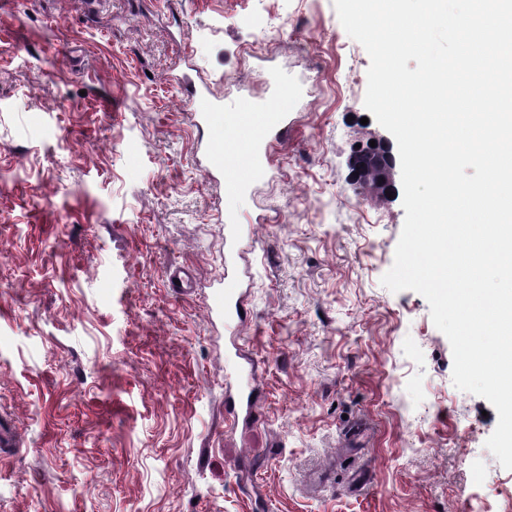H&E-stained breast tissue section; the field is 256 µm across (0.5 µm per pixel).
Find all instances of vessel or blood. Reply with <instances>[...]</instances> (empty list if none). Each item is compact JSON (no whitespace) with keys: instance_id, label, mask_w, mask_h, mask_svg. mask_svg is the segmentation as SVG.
Masks as SVG:
<instances>
[{"instance_id":"obj_1","label":"vessel or blood","mask_w":512,"mask_h":512,"mask_svg":"<svg viewBox=\"0 0 512 512\" xmlns=\"http://www.w3.org/2000/svg\"><path fill=\"white\" fill-rule=\"evenodd\" d=\"M298 89L281 83L270 104L257 105L250 97L240 96L234 105L235 136H224L214 131L204 152V166L224 182V193L233 196L247 192L249 187L265 174L264 161L274 138H287L288 105L296 101ZM190 102L200 123L210 124L213 116L223 107L221 100L212 98L208 89L191 91ZM240 228L237 215L224 217V275L215 284L210 297L212 312L225 325L244 321V294L240 289L237 256ZM225 404L231 413L243 422L254 416L255 402L249 389L241 387L225 393Z\"/></svg>"}]
</instances>
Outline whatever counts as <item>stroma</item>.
<instances>
[{
	"label": "stroma",
	"mask_w": 512,
	"mask_h": 512,
	"mask_svg": "<svg viewBox=\"0 0 512 512\" xmlns=\"http://www.w3.org/2000/svg\"><path fill=\"white\" fill-rule=\"evenodd\" d=\"M369 66L333 0H0V512H512L496 410L381 283L402 200L362 202L346 164L385 133ZM185 73L227 104L303 83L248 193L201 168ZM228 211L253 235L247 425L208 308ZM225 405L237 419L241 418L245 423H249L254 416L255 402L247 388L238 387L235 391L227 390Z\"/></svg>",
	"instance_id": "1"
}]
</instances>
